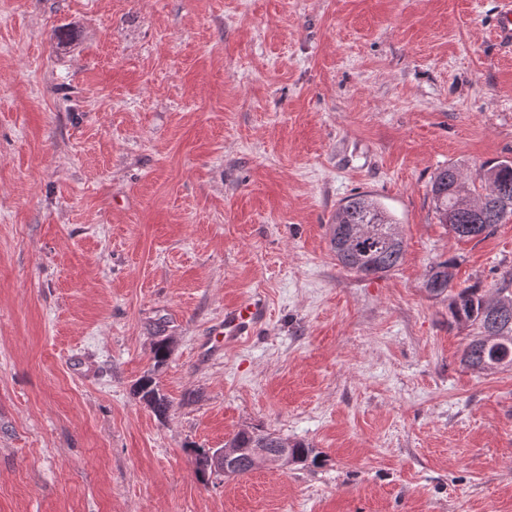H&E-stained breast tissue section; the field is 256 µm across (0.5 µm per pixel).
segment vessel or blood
Returning <instances> with one entry per match:
<instances>
[{
    "instance_id": "vessel-or-blood-1",
    "label": "vessel or blood",
    "mask_w": 512,
    "mask_h": 512,
    "mask_svg": "<svg viewBox=\"0 0 512 512\" xmlns=\"http://www.w3.org/2000/svg\"><path fill=\"white\" fill-rule=\"evenodd\" d=\"M266 318L267 309L259 298L242 296L225 307L223 318L211 325L203 346L209 352L235 346L252 338Z\"/></svg>"
}]
</instances>
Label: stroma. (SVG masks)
<instances>
[{
	"instance_id": "obj_1",
	"label": "stroma",
	"mask_w": 512,
	"mask_h": 512,
	"mask_svg": "<svg viewBox=\"0 0 512 512\" xmlns=\"http://www.w3.org/2000/svg\"><path fill=\"white\" fill-rule=\"evenodd\" d=\"M500 10L0 0V512H512V367L461 366L422 287L512 271V222L458 240L430 194L512 159ZM357 194L405 240L381 278L330 249ZM246 294L265 328L209 356ZM162 340L163 419L135 393ZM252 426L318 464L200 480Z\"/></svg>"
}]
</instances>
